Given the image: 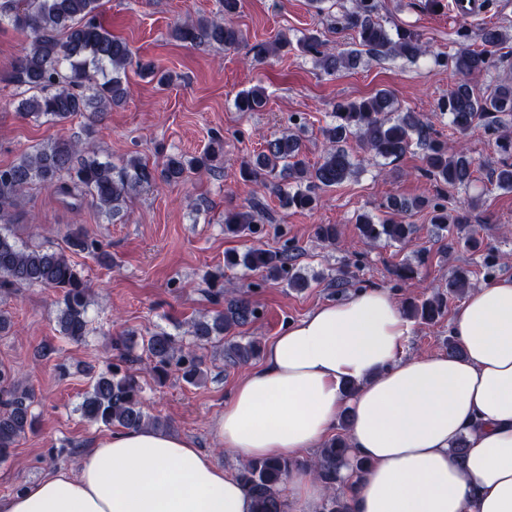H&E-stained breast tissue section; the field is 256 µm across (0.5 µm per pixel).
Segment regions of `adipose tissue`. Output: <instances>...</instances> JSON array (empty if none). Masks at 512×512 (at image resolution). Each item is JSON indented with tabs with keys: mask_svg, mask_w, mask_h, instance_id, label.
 <instances>
[{
	"mask_svg": "<svg viewBox=\"0 0 512 512\" xmlns=\"http://www.w3.org/2000/svg\"><path fill=\"white\" fill-rule=\"evenodd\" d=\"M448 332L463 352L405 356L412 323L382 288L319 305L290 323L213 421L240 461H295L289 512H323L327 487L299 458L349 413L350 512H512V281L490 280ZM466 440L457 461L451 450ZM366 460L367 470L353 462ZM0 512H254L233 472L189 438L151 428L98 438L76 468L0 497Z\"/></svg>",
	"mask_w": 512,
	"mask_h": 512,
	"instance_id": "adipose-tissue-1",
	"label": "adipose tissue"
}]
</instances>
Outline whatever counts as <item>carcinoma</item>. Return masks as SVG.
<instances>
[{"instance_id": "obj_1", "label": "carcinoma", "mask_w": 512, "mask_h": 512, "mask_svg": "<svg viewBox=\"0 0 512 512\" xmlns=\"http://www.w3.org/2000/svg\"><path fill=\"white\" fill-rule=\"evenodd\" d=\"M101 0H0V25L7 23L29 37L23 54L13 65V80L30 95L19 102V108L42 115L55 122H66L89 114L96 119L112 105L129 96L125 81L128 66L134 64L141 77L160 85L171 81L169 72L152 60H133L128 43L112 35L100 20ZM381 0H354L353 10L341 15L338 24L354 32V48L337 54L324 50L320 32L311 31L298 40L301 50L314 57L328 73L350 69L363 58H402L409 62L429 53L420 34L399 29L396 34L383 24ZM170 36L180 42L232 47L244 40L242 32L221 18L199 17L176 24ZM477 38L481 46L462 43L451 55L436 57L442 66H451L458 81L448 95L437 103L436 111L449 116L459 135L454 145L440 138L434 125L414 112H403L391 92L379 90L360 99L339 102L332 112L333 121L322 130L324 151L320 161L308 165L302 158L301 140L295 127L300 118L291 117L280 136L267 141L243 170V178L260 182L272 173L295 184L293 191L279 192L281 207L312 210L318 203L316 190L337 186L354 176L359 166L348 149V141L356 140L375 157L399 160L412 147L423 150L425 176L434 180L437 198H419L399 207L389 202L387 212L428 210L431 224L448 233L450 240H462L474 250L480 249L478 230L464 214L448 213L445 189L468 185L473 179V159L462 138L481 126L495 138L500 154L499 166L493 169L497 187L512 190V129L502 118L512 117V77H504L484 88L471 84L473 76L492 64L495 48L512 33L500 26L486 27ZM290 46L281 33L272 42L251 47L252 60L260 63ZM267 104L263 90L253 88L238 94L235 105L240 112H260ZM93 124L85 127L83 136L47 141L23 153L14 162L0 165V294L18 288L44 287L59 292L56 316L57 331L73 342H81L92 331L88 315L92 288L69 257L84 253L102 265L112 263V255L87 228L78 225L64 235L65 247L47 250L19 243L8 224L24 193L39 183L52 190L58 199L72 209L81 207L89 196L99 212L108 219L118 217L138 190L157 181L180 182L187 174H216L221 171L224 140L212 138L202 153L186 157L168 155L161 167L149 165L137 155H130L116 166L100 161L92 148ZM274 217L268 205L257 197L247 205L224 212V233L234 237H253L258 225L272 224ZM359 241L372 245L381 241L402 242L414 226L391 218L374 219L368 214L356 218ZM320 240L334 244L342 236L338 224H320L316 228ZM298 248L284 246L272 251L252 244L241 254L229 253L228 266H244L258 271L266 281L284 282L296 291L310 287V280L297 266ZM471 272L454 270L448 275V290L432 292L422 300L404 302L408 317L421 324L432 325L445 313L449 300H462L472 290ZM211 288L210 302L217 306L208 318L192 321L185 343L166 331L154 332L141 339L142 351L149 361V371L163 377L175 370L189 384L202 382L207 376L204 352L221 348L224 364L246 365L259 354L254 341L241 343L230 339V332L259 318L257 302L247 291L232 299L224 298V273L217 270L205 275ZM91 390L80 405L82 416L92 422L120 429L166 428L159 418L143 410L142 386L135 373L108 364L91 371ZM33 390L24 386L15 371L0 367V459L6 457L26 433L34 428L31 407ZM350 415L340 417L339 432L314 458L306 461L328 488L323 512H349L346 492L336 487L338 470L348 464ZM297 465L289 460L245 461L236 468V476L251 494L255 512H286L279 486Z\"/></svg>"}]
</instances>
